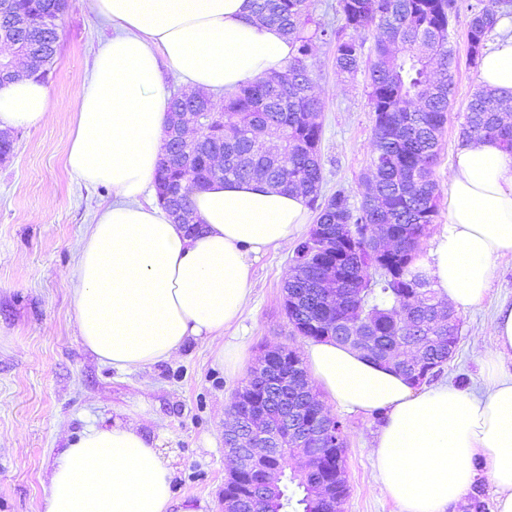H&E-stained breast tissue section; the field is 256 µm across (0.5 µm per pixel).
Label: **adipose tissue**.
<instances>
[{
  "mask_svg": "<svg viewBox=\"0 0 512 512\" xmlns=\"http://www.w3.org/2000/svg\"><path fill=\"white\" fill-rule=\"evenodd\" d=\"M113 34L98 48L70 120L65 164L88 185L112 189L68 277L83 345L131 372L169 360L188 339L221 342L250 301L251 259L285 247L309 219L307 199L258 181L217 179L190 196L202 231L176 224L151 201L164 144L169 65L187 89L234 93L283 71L293 48L255 17L250 0H91ZM478 66L480 85L512 90V18ZM47 87L0 83V130L50 118ZM448 216L415 267L456 310L480 305L499 257L512 255V154L489 140L459 149L448 170ZM496 357L484 386L415 389L393 368L333 341L306 345L311 384L338 407L383 415L371 449L398 512H466L479 478L496 488L495 512H512V305L497 311ZM172 470L136 420L84 429L49 466L44 512H168Z\"/></svg>",
  "mask_w": 512,
  "mask_h": 512,
  "instance_id": "adipose-tissue-1",
  "label": "adipose tissue"
}]
</instances>
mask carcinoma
Segmentation results:
<instances>
[{"label":"carcinoma","mask_w":512,"mask_h":512,"mask_svg":"<svg viewBox=\"0 0 512 512\" xmlns=\"http://www.w3.org/2000/svg\"><path fill=\"white\" fill-rule=\"evenodd\" d=\"M68 0H0V26L11 27L27 49L21 71L4 70L0 81L47 77L56 54L58 19ZM254 14L277 26L292 42L294 54L285 70L261 77L224 97L198 100L174 94L169 102L168 141L156 169L160 199L170 209L194 213L184 183L203 186L214 179L264 181L288 192L301 191L318 211L316 223L327 236L308 233L297 245L293 270L284 285L295 300L289 316L306 327L315 341L347 343L350 326L374 324L373 346L360 349L385 364L393 360L400 338L421 352L422 369L439 374L448 363V345L458 344L451 327L437 320L444 302L430 280L414 270L423 238L438 214L434 167L448 120L452 86L453 49L449 18L462 9L470 14L467 41L471 61L481 58L497 21L512 14L502 0H338L344 24L333 27L314 20L310 0H252ZM385 23L392 43L376 41L369 65V104L374 113L375 188L385 207L361 201L338 190L319 202L322 168L319 146L323 104L312 92L309 62L314 42L334 48L337 68L355 74L363 56L359 35ZM202 112L203 139L185 143L173 135L177 112ZM489 138L512 153V91L479 89L467 106L460 138ZM224 149V167L213 165L211 151ZM387 227L392 250L379 247L371 232ZM336 261V313L326 308L324 289L316 287L321 264ZM307 369L299 363L288 391L272 400L275 411L298 400L305 412L321 421L334 419L326 408L305 401L301 389ZM334 469L328 491L341 505L347 495L344 449L329 448L311 471L288 476L287 458L272 457L267 468L284 472L279 488L262 499L252 489L260 473L240 478L228 475L224 495L239 504L240 512H324L314 496L323 466Z\"/></svg>","instance_id":"obj_1"}]
</instances>
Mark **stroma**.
<instances>
[{
  "label": "stroma",
  "instance_id": "35a3bbf8",
  "mask_svg": "<svg viewBox=\"0 0 512 512\" xmlns=\"http://www.w3.org/2000/svg\"><path fill=\"white\" fill-rule=\"evenodd\" d=\"M470 15L452 20L456 62L452 105L435 167L439 211H448V168L460 147L466 105L478 88V67L468 53ZM53 70L44 84L53 112L39 128L10 130L14 149L0 161V512H44L48 460L66 438L92 424L137 418L161 431L174 454L175 500L218 512L230 466L224 449L225 412L235 392L266 350L303 352L306 339L288 322L284 284L293 248H271L251 267L252 302L224 331V341L244 343L238 371L224 368L219 344L188 341L177 356L126 373L87 350L75 323L63 276L75 268L81 241L97 210L112 200L106 185L87 186L65 167L69 118L99 46L111 28L90 0H69L59 21ZM312 78L323 104L320 155L323 193L345 190L359 203L373 157L374 114L367 97L368 69L340 73L334 49L313 45ZM498 276L479 307L460 313V340L441 380L467 388L483 383L484 363L495 352L494 314L512 305V256L498 258ZM345 425L348 493L342 512H397L383 493L370 446L383 419L330 406Z\"/></svg>",
  "mask_w": 512,
  "mask_h": 512
}]
</instances>
